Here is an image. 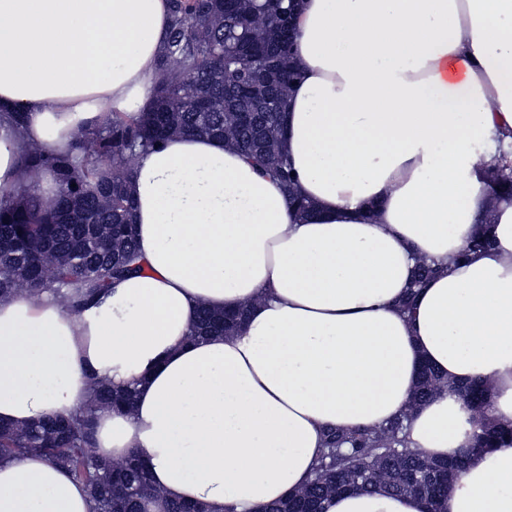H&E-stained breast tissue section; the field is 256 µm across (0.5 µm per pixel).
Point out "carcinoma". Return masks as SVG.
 Here are the masks:
<instances>
[{"instance_id": "1", "label": "carcinoma", "mask_w": 512, "mask_h": 512, "mask_svg": "<svg viewBox=\"0 0 512 512\" xmlns=\"http://www.w3.org/2000/svg\"><path fill=\"white\" fill-rule=\"evenodd\" d=\"M170 25L158 60L159 78L150 104L138 116L111 112L105 119L81 126L73 150L53 154L34 145L22 162L31 173L52 170L60 191L51 210L41 209L34 195L0 208V300L21 292L50 291L66 306L79 309L97 300L112 280L137 274L142 264L136 250L132 178L135 159L177 135L206 136L224 141L251 161L263 175L277 178L304 216L312 204L294 191L295 177L284 149L282 123L291 84L299 74L291 65L285 31L294 24L298 4L292 0H168ZM255 41L264 52L243 56L238 46ZM282 70L270 112L243 113L247 102L224 105V82L246 81L270 63ZM91 142L93 152L84 148ZM488 179L504 193L512 192V166L488 168ZM492 245L488 231L472 237L465 252ZM438 272L431 262L418 261L415 278L401 306L412 308L418 288ZM246 310L218 312L201 307L192 336L205 338L233 332ZM448 386L437 369L422 366L411 406ZM473 414L469 442L443 460L410 448L405 418L373 430L327 431L316 475L303 490L268 504L259 512H323V501L354 490L384 488L413 494L436 506L464 469L475 449L495 442L512 445L506 434L483 422L482 386L456 388ZM134 388L95 386L94 398L78 418L38 419L24 427L0 423V458L39 454L64 467L85 484L95 512H144L156 495L147 465L133 452L122 461L105 460L91 446L96 410L127 408Z\"/></svg>"}]
</instances>
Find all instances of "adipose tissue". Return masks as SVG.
Returning a JSON list of instances; mask_svg holds the SVG:
<instances>
[{"label": "adipose tissue", "instance_id": "obj_1", "mask_svg": "<svg viewBox=\"0 0 512 512\" xmlns=\"http://www.w3.org/2000/svg\"><path fill=\"white\" fill-rule=\"evenodd\" d=\"M168 25L167 0H0V206L55 201L25 143L64 154L78 127L151 101ZM296 27L286 153L314 217L223 141L175 136L134 169L141 273L80 309L0 301V421L74 418L94 382L134 386L130 410L96 411L93 446L147 460L149 512H258L313 479L327 430L404 413L409 447L455 455L461 384L512 428V200L485 173L512 158V0H302ZM486 224L491 248L465 254ZM421 257L439 272L407 313ZM203 304L246 321L192 339ZM424 364L449 385L413 409ZM93 508L46 458L0 459V512ZM324 512H512V446L471 455L436 508L379 488Z\"/></svg>", "mask_w": 512, "mask_h": 512}]
</instances>
